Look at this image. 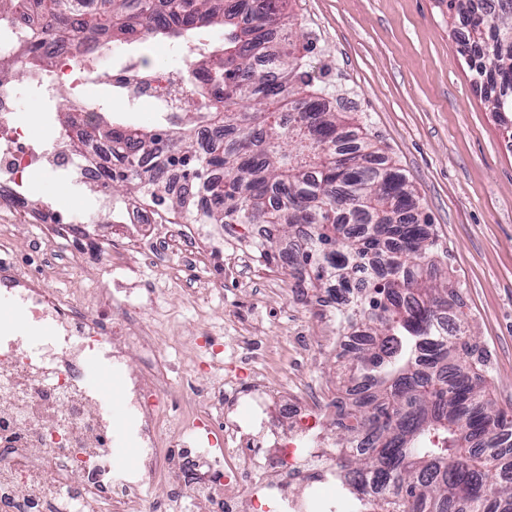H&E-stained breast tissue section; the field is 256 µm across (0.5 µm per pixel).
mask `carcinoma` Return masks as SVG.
Segmentation results:
<instances>
[{
	"instance_id": "obj_1",
	"label": "carcinoma",
	"mask_w": 512,
	"mask_h": 512,
	"mask_svg": "<svg viewBox=\"0 0 512 512\" xmlns=\"http://www.w3.org/2000/svg\"><path fill=\"white\" fill-rule=\"evenodd\" d=\"M284 0H44L37 38L17 43L19 69L0 57V84L25 83L53 60L45 42L89 63L99 41H198L194 115L168 114L154 130L108 123L112 105L90 102L93 136L114 162L109 192L136 193L166 224L285 226L301 242L260 257L288 267L293 287L326 289L336 321L364 343L348 347L353 408L336 406V474L357 512H512V408L493 401L486 364L467 333L457 291L413 267L430 263L432 225L412 185L370 138L342 149L343 113L327 108L291 50ZM483 29L469 27L474 9ZM464 18L462 46L474 81L495 88L493 112H512V0H448ZM288 115H283V112Z\"/></svg>"
}]
</instances>
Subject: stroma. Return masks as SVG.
Instances as JSON below:
<instances>
[{
  "instance_id": "1",
  "label": "stroma",
  "mask_w": 512,
  "mask_h": 512,
  "mask_svg": "<svg viewBox=\"0 0 512 512\" xmlns=\"http://www.w3.org/2000/svg\"><path fill=\"white\" fill-rule=\"evenodd\" d=\"M284 13L302 36L297 45L313 88L341 98L349 122L401 170L438 238L431 275L459 288L468 326L486 360L491 396L512 406V149L505 125L473 83L468 56L455 38L463 24L448 0H286ZM63 174H39L31 197L59 211L82 206L59 196ZM85 246L49 247L38 225L12 227L9 261L70 299L93 288H134L156 299L138 324L153 329L169 366L173 410L184 390H205L192 360L204 344L235 348L211 374L248 390L250 366L268 363L283 398L321 405L340 386L335 316L299 300L288 274L266 265L254 224H206L196 249L219 292L192 297V272L179 257L150 263L127 243L119 224L86 226ZM123 262L114 269L104 258Z\"/></svg>"
}]
</instances>
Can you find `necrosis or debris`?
<instances>
[{
	"mask_svg": "<svg viewBox=\"0 0 512 512\" xmlns=\"http://www.w3.org/2000/svg\"><path fill=\"white\" fill-rule=\"evenodd\" d=\"M179 78L161 72L149 81L152 101L189 96L191 51L181 54ZM54 67L30 77L25 90L0 86V240L24 216L42 225L47 242L73 236L86 212L53 214L28 192L34 172H65L97 212L112 208L102 169L94 160L68 156L76 135L50 128L35 135L17 120L21 92L48 95L65 78L84 81L86 62L70 50L56 52ZM112 299L90 293L73 301L35 281L24 269L0 261V304L15 320H0V512H146L151 490L166 483L171 512L207 503L209 512H241L250 498L255 512H346L324 495L335 483L334 453L319 411L277 399L261 369L249 371L247 396L227 394L214 381L179 416L168 412L171 384L164 372L124 379L125 438L137 464L117 471L111 441L115 419L106 393L89 384V371L122 370L125 342L152 350L151 336L132 335L128 321L103 324L87 308ZM42 337H33V330ZM184 436L182 452L168 462L161 448L167 430Z\"/></svg>",
	"mask_w": 512,
	"mask_h": 512,
	"instance_id": "obj_1",
	"label": "necrosis or debris"
}]
</instances>
